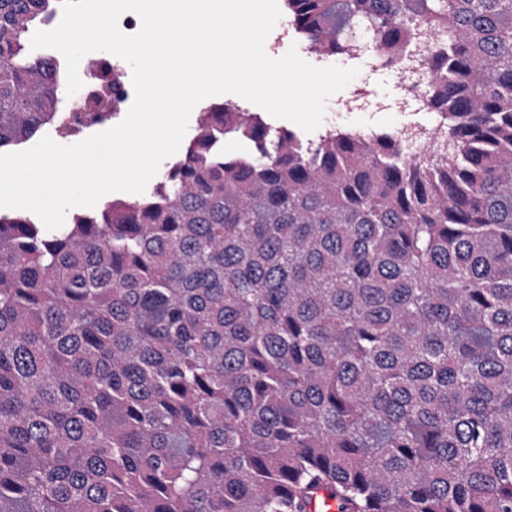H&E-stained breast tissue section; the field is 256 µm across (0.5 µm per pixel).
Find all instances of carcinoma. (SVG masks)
Returning a JSON list of instances; mask_svg holds the SVG:
<instances>
[{
  "label": "carcinoma",
  "instance_id": "carcinoma-1",
  "mask_svg": "<svg viewBox=\"0 0 512 512\" xmlns=\"http://www.w3.org/2000/svg\"><path fill=\"white\" fill-rule=\"evenodd\" d=\"M55 6L0 0V151L62 118ZM285 9L424 51L446 160L226 105L141 200L0 214V512H512V0Z\"/></svg>",
  "mask_w": 512,
  "mask_h": 512
}]
</instances>
